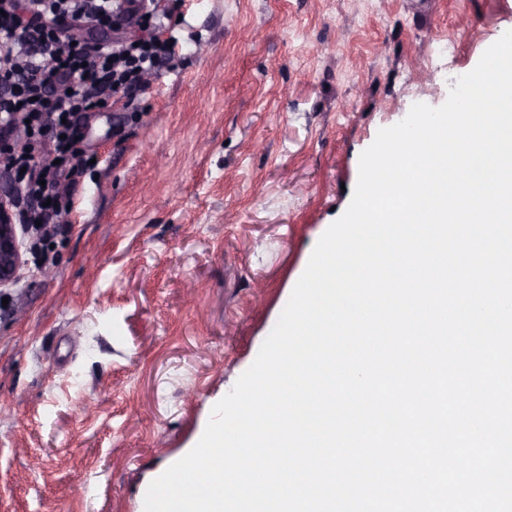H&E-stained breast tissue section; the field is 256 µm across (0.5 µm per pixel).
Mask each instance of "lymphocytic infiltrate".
<instances>
[{"label":"lymphocytic infiltrate","instance_id":"1","mask_svg":"<svg viewBox=\"0 0 512 512\" xmlns=\"http://www.w3.org/2000/svg\"><path fill=\"white\" fill-rule=\"evenodd\" d=\"M165 0H0V170L19 224L58 223L86 165L80 116L136 111L147 78L175 59Z\"/></svg>","mask_w":512,"mask_h":512}]
</instances>
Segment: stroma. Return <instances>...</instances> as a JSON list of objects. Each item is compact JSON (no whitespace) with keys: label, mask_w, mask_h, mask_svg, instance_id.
Wrapping results in <instances>:
<instances>
[{"label":"stroma","mask_w":512,"mask_h":512,"mask_svg":"<svg viewBox=\"0 0 512 512\" xmlns=\"http://www.w3.org/2000/svg\"><path fill=\"white\" fill-rule=\"evenodd\" d=\"M138 109L0 287V512H144L254 362L359 158L512 30V0H178ZM455 43V55L443 47Z\"/></svg>","instance_id":"stroma-1"}]
</instances>
